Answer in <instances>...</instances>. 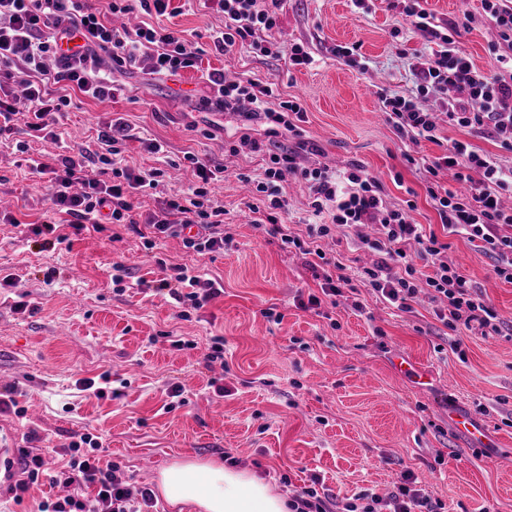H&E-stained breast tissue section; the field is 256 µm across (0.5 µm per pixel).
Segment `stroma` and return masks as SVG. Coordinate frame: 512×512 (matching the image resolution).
I'll return each instance as SVG.
<instances>
[{"label":"stroma","instance_id":"1","mask_svg":"<svg viewBox=\"0 0 512 512\" xmlns=\"http://www.w3.org/2000/svg\"><path fill=\"white\" fill-rule=\"evenodd\" d=\"M442 21L470 13L474 22L458 29L457 45L482 71L492 70L489 52L495 28L480 0H421ZM162 22L183 31L189 51L226 78L258 75L276 84L283 98H299L307 112V137L318 154H303L310 167L339 169L359 164L382 183L390 203L413 202V218L442 234L439 216L419 167L404 154L439 156L453 141L470 142L512 167V150L497 138L441 123L437 141L402 140L386 122L378 94L415 93L411 55L422 40L389 6L372 0L369 12L350 0H287L275 40L301 43L316 58L309 68L287 58L259 60L236 50L215 53L211 36L224 26L222 14L171 0ZM358 45L363 66L330 53L336 45ZM200 74L185 71L179 82L161 81L137 70L114 73L122 95L99 102L73 93L58 116L62 142L34 139L28 154L0 146V198L9 201L18 225L0 223V394L13 397L24 415L0 412V437L11 448L39 451L44 475L22 502L0 482V512H36L43 498L63 496L49 477L64 463L75 435L99 436L104 459L119 466L131 490L156 488L160 471L180 460H215L255 473L284 497L318 477L338 498L362 490L389 493L402 471L441 512H512V338L459 336L444 327L427 295L401 311L379 299L358 274L378 260L360 250L374 228L361 224L323 239L327 256L341 255L351 267V287L336 304L302 309L321 281L299 251L283 244L269 225H257L245 207L238 173L261 172L256 155H231L224 139L240 117L202 110L191 92ZM119 114L135 131L164 145L169 164L163 183L135 198L148 216L160 201L186 191L190 168L185 152L221 162L226 177L210 196L223 207L232 239L221 255H197L169 238L158 253L145 251L138 234L108 225L69 244L51 248L33 236L47 204L43 179L26 158L51 162L61 149L95 151L96 129ZM198 131H190V124ZM445 253L512 327V283L497 277L493 263L466 239L452 236ZM198 268L224 282V294L183 319L171 299L138 289L116 293L115 266L133 279L160 276L156 258ZM363 305L353 311V302ZM281 313V322L264 314ZM186 340L172 347L170 336ZM224 339L225 366L206 367L214 337ZM462 340L464 355L451 346ZM407 356L426 375L418 382L397 372L392 358ZM109 375L105 397L82 388L85 379ZM230 394L219 397L210 383ZM183 389L171 401V386ZM483 422L491 447L480 448L460 433L454 412Z\"/></svg>","mask_w":512,"mask_h":512}]
</instances>
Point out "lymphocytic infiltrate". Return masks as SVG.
<instances>
[{
  "label": "lymphocytic infiltrate",
  "instance_id": "obj_1",
  "mask_svg": "<svg viewBox=\"0 0 512 512\" xmlns=\"http://www.w3.org/2000/svg\"><path fill=\"white\" fill-rule=\"evenodd\" d=\"M204 8L224 16L213 45L219 54L236 49L267 60L287 55L296 67L309 68L314 56L301 44L282 48L272 33L279 27L285 0H202ZM169 0H108L106 11L87 0H0V93L11 85L21 87L28 102L25 127L46 137H55L57 115L71 103L72 92L105 101L114 98L113 70L136 68L161 78H177L197 69L210 89L202 97L203 109L242 114L244 124L231 136V154L263 153L268 157L261 174L251 178L255 202L251 213L271 224L281 241L301 254L324 260L320 295H309L308 304L320 306L322 298L341 295L351 282L343 275L341 260L327 257L319 242L336 226L374 224L376 238L366 240L368 249L379 253L373 266L364 268L365 281L373 292L395 305L409 309L420 287L431 288L438 302L435 315L453 331L466 330L483 336L501 334L493 309L476 287L458 269L444 261L447 249L436 234L424 231L408 209L392 206L378 180L361 165L343 170L300 164L302 153L314 145L301 124L307 112L298 101L277 100L272 84L257 77L226 79L218 69H201L196 53L190 52L179 31L158 23L144 22L135 28H116L111 19L136 10L164 16ZM413 33L434 46L432 54L417 56L413 68L417 92L413 95L380 93V109L401 138L412 142L436 140L438 125L429 109L438 103L450 122L474 131L498 136L512 149V0H482L484 16L497 32L489 51L498 67L487 73L477 69L469 56L448 34V24L436 21L422 9L419 0H392ZM80 39V51L62 56L61 41ZM465 92V99L451 98V90ZM131 127L117 118L98 131L99 149L91 154L55 157L53 164L33 163L36 173L49 174L44 198L45 219L33 225L35 235L50 243H63L61 227L73 234L102 231L118 224L137 231L135 194L157 188L165 175L159 168L134 169L122 163L121 147L132 140ZM197 181L184 196L163 200L148 224L152 234L143 241L146 250L157 249L161 240L181 238L185 249L199 255L220 253L230 236L224 231V210L211 206L212 186L224 179V166L188 152L183 156ZM427 193L438 212L444 231L466 238L490 257L494 272L512 283V208H504L503 193H512V168L498 158L478 152L465 141H454L430 163L424 164ZM469 182L471 193L461 197L443 183L445 172ZM305 181L312 198L316 224L309 227L308 241L291 236L284 220L288 213L285 185L289 177ZM416 245L408 254V245ZM163 275L150 290L165 294L177 304L182 318L202 309L224 292L218 280L203 277L194 269L168 267L156 261ZM100 444L83 434L68 446V459L51 477L67 488L66 496L40 502L38 512H150L155 494L141 489L132 496L118 476V467L102 461ZM361 504L346 503L343 512H435L433 502L415 487L410 472H403L394 491L382 497L361 492Z\"/></svg>",
  "mask_w": 512,
  "mask_h": 512
}]
</instances>
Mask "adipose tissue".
I'll list each match as a JSON object with an SVG mask.
<instances>
[{"instance_id": "1", "label": "adipose tissue", "mask_w": 512, "mask_h": 512, "mask_svg": "<svg viewBox=\"0 0 512 512\" xmlns=\"http://www.w3.org/2000/svg\"><path fill=\"white\" fill-rule=\"evenodd\" d=\"M159 489L169 504L199 512H289L287 500L264 480L219 463H174L161 472Z\"/></svg>"}]
</instances>
